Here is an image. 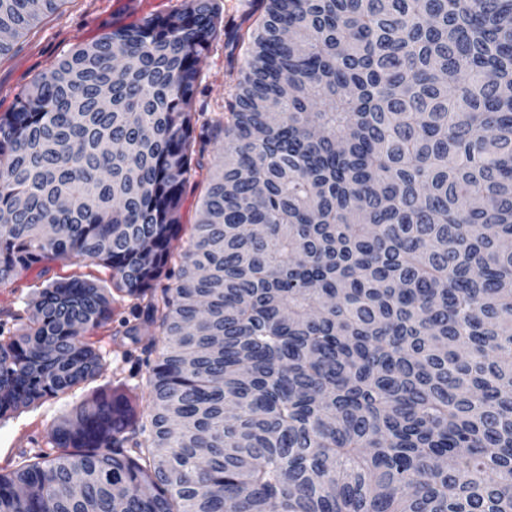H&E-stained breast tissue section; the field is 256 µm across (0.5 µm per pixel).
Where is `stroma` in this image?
Masks as SVG:
<instances>
[{
    "instance_id": "stroma-1",
    "label": "stroma",
    "mask_w": 512,
    "mask_h": 512,
    "mask_svg": "<svg viewBox=\"0 0 512 512\" xmlns=\"http://www.w3.org/2000/svg\"><path fill=\"white\" fill-rule=\"evenodd\" d=\"M219 4L223 19L237 25L239 40L229 45L224 38H217L203 57L199 72L202 92L194 104L196 118L202 125L221 118L224 103L235 85L236 68L244 64L251 35L264 13L262 0H219ZM183 5L184 0H61L55 11L44 16L9 53L0 56V113L7 112L34 79L49 73L80 44L98 38L112 27L135 23L149 15H166ZM216 158V147L212 144L194 157L181 209L182 230L173 243L175 252H182L197 219L198 201ZM73 278L94 279L104 285L112 281L110 270L88 262L41 263L0 285V318L24 314L27 301L47 285ZM113 330L109 324L94 334L95 341L108 353L99 376L0 419V471L12 469L21 452L30 448L33 440L44 439L73 406L99 388L123 383L121 353L110 339Z\"/></svg>"
}]
</instances>
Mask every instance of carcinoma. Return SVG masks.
Segmentation results:
<instances>
[{"instance_id":"obj_1","label":"carcinoma","mask_w":512,"mask_h":512,"mask_svg":"<svg viewBox=\"0 0 512 512\" xmlns=\"http://www.w3.org/2000/svg\"><path fill=\"white\" fill-rule=\"evenodd\" d=\"M57 2L0 0V55ZM221 34L217 0H185L0 115V284L112 271L0 320V419L102 371L114 290L150 407L81 401L0 472V512H512V0H265L198 130ZM217 158L216 145L213 143L208 144L205 150L197 153L192 163V176L190 185L181 209L182 215V230L176 241H174V257L172 259L171 267H178L180 263V253L183 250L185 241L189 238L191 231V224L197 219L198 201L202 197L206 182L209 178L210 172L213 169L214 162ZM111 271L90 262L50 261L35 265L0 286V318L6 315L26 317V301L31 300L47 285L61 279H94L103 285H112Z\"/></svg>"}]
</instances>
